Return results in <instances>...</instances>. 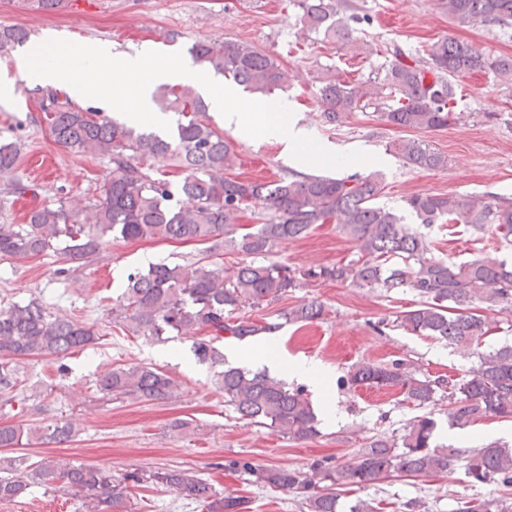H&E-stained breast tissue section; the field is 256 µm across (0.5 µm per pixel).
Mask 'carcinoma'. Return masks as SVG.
Instances as JSON below:
<instances>
[{
	"mask_svg": "<svg viewBox=\"0 0 512 512\" xmlns=\"http://www.w3.org/2000/svg\"><path fill=\"white\" fill-rule=\"evenodd\" d=\"M303 28L333 42L339 50L357 52L355 25L363 18L342 12L338 0H292ZM440 9L461 26L512 28V0H437ZM23 27L0 28V55L24 44ZM190 54L217 74L265 95L277 90L284 74L271 55L235 42H197ZM488 69L504 84H512V59L489 60L471 45L448 37L422 50L411 61L399 52L385 57L375 74L358 83L336 78L319 89V107L334 123L351 112L373 110L377 120L401 129L436 130L462 121L457 111V87L451 78ZM42 105L43 120L57 144L75 154L103 156L109 176L97 188L92 223L76 219L65 208L32 209L24 224H0V257H25L54 251L70 262L99 253L109 237L123 239L212 242L209 256L227 250L242 256L229 272L213 261L185 265L166 263L136 269L127 276L121 296L124 318L136 333L157 341L204 329L206 338L193 342L200 362L224 364L215 342L229 334L237 339L274 333L282 323L323 320L327 310L312 300L278 314L280 321H237L232 315L245 307L280 299L318 281L351 282L386 293L409 288L419 301L399 312L396 326L408 334L444 339L477 364L453 381L419 379L402 359L363 362L341 379L357 387L398 388L422 408L448 394V425L464 429L489 416L512 418V345L481 350L494 329L485 311L512 312V265L484 256L460 263L430 254V241L408 227L394 210L376 204L385 185L379 173L345 178L302 176L271 182L242 181L230 174L234 153L224 135L198 118L206 108L184 84H162L158 105L180 116L176 131L161 136L138 132L103 112L74 108L58 94ZM404 164L436 170L447 159L429 145L406 139L397 147ZM17 148L0 144V176L15 167ZM177 160L183 178L177 186L162 174L152 176L145 160ZM406 205L421 224L461 225L473 236L491 229L512 239V202L497 196L415 194ZM259 208V223L240 235L241 214ZM320 224H334L359 249L357 258L333 266L292 268L265 256L281 242L305 237ZM95 340L92 328L54 318L36 300L0 309V391L17 387L13 361L19 356H62ZM224 403L253 425L270 427L291 440L319 435L318 420L301 389H290L264 371L230 367L218 372ZM96 392L104 398L163 400L177 385L150 364L117 367L100 373ZM437 423L417 416L397 436H383L358 451L352 461L332 466L325 461L308 470L255 468L242 470L255 482L302 496L307 512H338L336 487L370 485L392 477L430 476L463 463L475 484L497 482L512 486V445L491 442L472 450L433 444ZM75 435L68 422L44 427H0V448H16L23 437L44 443H65ZM152 483L205 505L207 512H247L248 500L225 495L212 484L182 470L162 469L145 476L129 473L119 479L112 470L90 466L31 467L20 457L0 458V501L23 497L34 485L56 491L73 490L84 512H128L129 484ZM463 512H512V503L474 500Z\"/></svg>",
	"mask_w": 512,
	"mask_h": 512,
	"instance_id": "cac0c4a2",
	"label": "carcinoma"
}]
</instances>
